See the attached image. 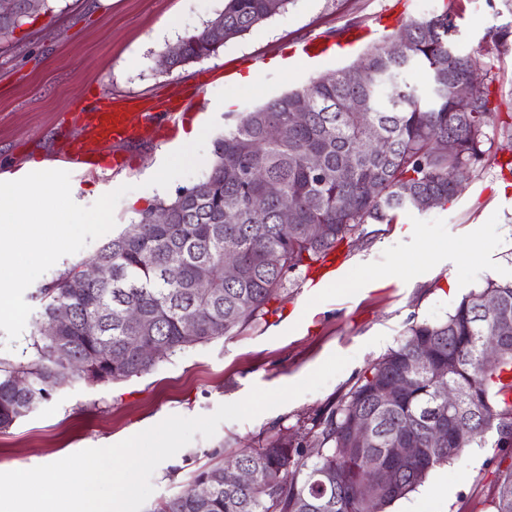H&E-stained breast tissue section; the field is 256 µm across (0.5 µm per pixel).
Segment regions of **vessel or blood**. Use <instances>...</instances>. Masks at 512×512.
<instances>
[{
    "label": "vessel or blood",
    "mask_w": 512,
    "mask_h": 512,
    "mask_svg": "<svg viewBox=\"0 0 512 512\" xmlns=\"http://www.w3.org/2000/svg\"><path fill=\"white\" fill-rule=\"evenodd\" d=\"M364 35V30L357 29L334 43L312 39L290 49L288 57L315 62L356 47ZM193 105V98L177 91L167 99L160 115L148 108L132 111L130 103L116 99L72 114L70 121L77 133L61 156L60 166L71 173L82 169L123 171L129 166L131 145L142 140H159L164 133L175 130L179 122L188 118Z\"/></svg>",
    "instance_id": "1"
}]
</instances>
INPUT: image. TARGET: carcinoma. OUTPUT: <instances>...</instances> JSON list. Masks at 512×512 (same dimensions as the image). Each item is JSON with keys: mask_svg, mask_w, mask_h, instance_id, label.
I'll return each mask as SVG.
<instances>
[{"mask_svg": "<svg viewBox=\"0 0 512 512\" xmlns=\"http://www.w3.org/2000/svg\"><path fill=\"white\" fill-rule=\"evenodd\" d=\"M290 0H224V9L201 30L182 40L178 56L164 55L172 68L208 57L234 38L285 10ZM452 0L442 13L405 25L404 49L374 45L363 67L337 70L248 112L231 123L214 146L215 159L203 180L178 191L140 214L97 251L95 260L112 265L116 278L91 282L80 294L68 288L80 274L76 263L37 290L41 306L32 319L35 357L26 363L0 362V429L29 416L60 385L76 379L120 382L140 377L187 348L215 339L267 314L286 275L308 268L336 244L373 221L390 224L404 210L424 212V201L440 205L460 188L458 173L484 157L485 128L495 116L485 87L462 94L474 61L452 44ZM427 74L418 86L411 77ZM356 98L364 110L350 112ZM304 113L302 122L294 112ZM280 129L276 140L267 128ZM453 152H448V140ZM311 156L320 159L316 169ZM261 197L257 209L253 199ZM295 202V221L281 230L279 213ZM156 212L168 223L155 224ZM321 225L312 238L307 228ZM236 255L241 277L220 273L224 255ZM210 288L202 293L200 279ZM496 299L501 318L484 319V297ZM136 307L152 324L144 335L127 320ZM69 320L50 329L54 316ZM99 315V330L88 334L85 320ZM191 318L196 332L184 336ZM512 333V281L494 279L473 289L444 321L416 323L326 414L312 421V440L275 434L256 448H239L224 465L197 472L194 488L156 504L150 512H386L427 480L437 466L459 451L482 446L496 432V446H512V349L501 363L485 368L484 337ZM455 384L469 399L458 415V431L437 444L432 431L448 415L441 386ZM400 384L392 403L379 389ZM370 417L374 445L349 443L353 414ZM413 436L421 456L400 468L395 487L370 484L375 471L391 461L399 436ZM243 469L252 479L236 483L229 475ZM494 512H512V470L499 480Z\"/></svg>", "mask_w": 512, "mask_h": 512, "instance_id": "1", "label": "carcinoma"}]
</instances>
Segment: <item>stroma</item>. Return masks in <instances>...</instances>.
<instances>
[{
    "mask_svg": "<svg viewBox=\"0 0 512 512\" xmlns=\"http://www.w3.org/2000/svg\"><path fill=\"white\" fill-rule=\"evenodd\" d=\"M387 0H290L285 11L252 32L228 41L210 57L167 69L162 55L206 24L224 0H50V9L0 47V170L36 164L57 166L60 124L93 95L134 97L161 110L173 90L200 89L198 114L209 132L194 148L196 161L179 164L168 190L198 183L214 159L226 119L216 105L233 95L244 112L307 84L310 79L358 65L362 52L316 64L272 66L291 45L319 36L336 41L351 29H371L365 45L398 35L375 28ZM456 49L477 61L479 85L488 86L496 118L486 129L482 162L463 190L444 206L399 213L391 224L369 223L337 244L331 259H346L347 276L312 293L326 265L288 274L269 312L233 335L171 357L155 370L121 383L74 380L8 429H0V472L27 470L46 460L116 444L166 417L206 416L244 399L252 387L296 383L330 355L349 364L322 389L304 394L247 421H226L209 439L195 436L152 475L150 502L188 489L195 473L223 462L227 448H252L278 432L307 434L313 418L336 403L363 373L423 321L452 313L464 294L487 279L512 280V40L494 38L512 26V0H460ZM254 59L267 60L253 70ZM254 74L255 84L236 81ZM170 152L168 143L132 146L131 166L113 177L86 171L70 182L77 204L90 206L124 184L139 185ZM474 258L460 257L462 248ZM463 449L436 467L424 487L447 490L448 512H494L499 477L512 469V447Z\"/></svg>",
    "mask_w": 512,
    "mask_h": 512,
    "instance_id": "1",
    "label": "stroma"
}]
</instances>
